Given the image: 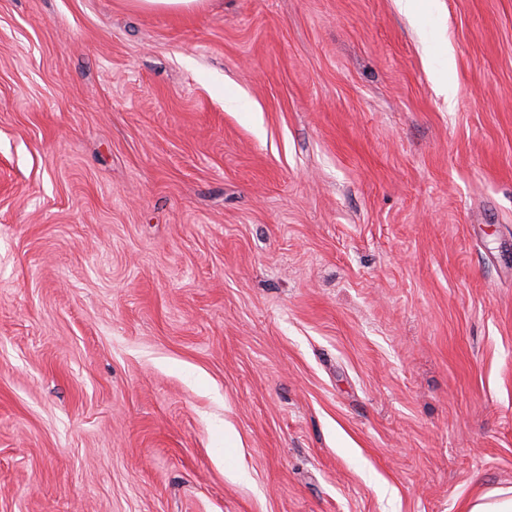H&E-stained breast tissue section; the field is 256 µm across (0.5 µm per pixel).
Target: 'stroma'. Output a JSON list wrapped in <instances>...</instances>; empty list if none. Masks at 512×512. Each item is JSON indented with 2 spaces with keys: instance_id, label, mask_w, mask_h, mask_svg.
Listing matches in <instances>:
<instances>
[{
  "instance_id": "35a3bbf8",
  "label": "stroma",
  "mask_w": 512,
  "mask_h": 512,
  "mask_svg": "<svg viewBox=\"0 0 512 512\" xmlns=\"http://www.w3.org/2000/svg\"><path fill=\"white\" fill-rule=\"evenodd\" d=\"M494 488L512 0H0V512ZM133 10L190 12L199 9L205 0H125Z\"/></svg>"
}]
</instances>
